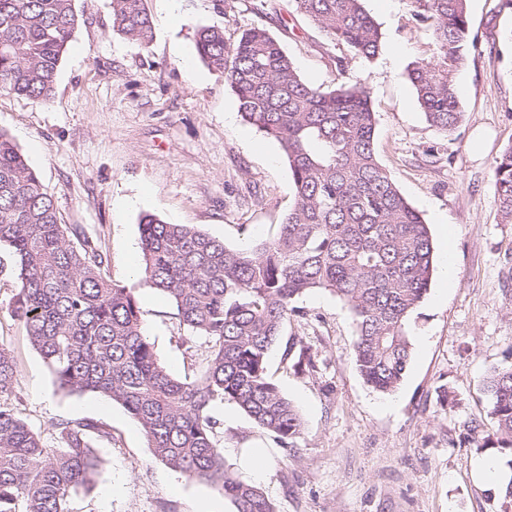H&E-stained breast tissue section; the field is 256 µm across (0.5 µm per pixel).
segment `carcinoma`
Instances as JSON below:
<instances>
[{
	"mask_svg": "<svg viewBox=\"0 0 512 512\" xmlns=\"http://www.w3.org/2000/svg\"><path fill=\"white\" fill-rule=\"evenodd\" d=\"M146 0H112V29L147 48L153 25ZM296 11L327 38L367 61L382 33L362 0H294ZM415 21L430 28L436 56L410 71L427 121L448 133L462 120L454 79L467 61V0H412ZM79 22L75 0H0V91L47 100ZM196 49L224 73L241 117L281 146L292 174L294 205L277 236L251 251L187 224L154 215L140 221L144 282L168 296L184 327L210 343L201 378L177 379L144 334L135 289L106 276L93 240L60 222L55 203L7 133L0 130V246L19 271L11 313L59 386L120 403L138 421L154 456L214 486L234 512H275L259 488L235 477L217 444L210 414L227 400L293 448L303 432L296 407L267 374L268 352L284 321L301 316L306 292L323 289L344 302L356 325L360 376L388 395L401 385L412 351L411 314L434 270L428 224L379 164L376 112L366 91L325 90L301 79L277 39L262 27L228 44L213 27ZM501 221L512 223V146L494 161ZM17 362L0 345V512H67L70 495L99 467L90 435L112 438L91 420L55 424L60 446L9 407ZM495 438L512 451V366L486 377ZM511 474L499 512H512Z\"/></svg>",
	"mask_w": 512,
	"mask_h": 512,
	"instance_id": "cac0c4a2",
	"label": "carcinoma"
}]
</instances>
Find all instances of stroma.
<instances>
[{
	"label": "stroma",
	"instance_id": "stroma-1",
	"mask_svg": "<svg viewBox=\"0 0 512 512\" xmlns=\"http://www.w3.org/2000/svg\"><path fill=\"white\" fill-rule=\"evenodd\" d=\"M149 47L113 31L111 0H76L80 22L49 100L0 93V130L39 174L62 223L79 225L105 253L111 279L135 287L144 333L177 378L200 377L204 337L180 327L172 301L141 282L140 219L189 224L231 248L272 240L294 203L279 143L243 121L222 72L196 52L200 27L227 42L266 28L298 74L332 90L368 91L379 163L430 228L436 263L452 257L455 281L434 272L410 318L414 351L393 393L367 386L354 361L348 307L314 289L297 302L268 353V374L299 410L303 434L281 448L235 404L214 402L218 445L229 470L261 488L275 512H496L483 461L494 434L483 381L512 363V224L499 215L493 165L512 146V0H468L479 41L455 81L463 117L454 132L431 126L409 72L436 53L411 0H363L379 25L374 60L327 39L294 0H147ZM17 270L0 249V344L15 355L11 404L43 441L57 446L62 420L102 424L101 468L69 498L68 512H199L219 499L211 485L154 458L137 421L118 403L62 390L10 313ZM308 346L317 368L297 371L286 346ZM450 390L442 402V390ZM263 454L259 472L248 460Z\"/></svg>",
	"mask_w": 512,
	"mask_h": 512
}]
</instances>
